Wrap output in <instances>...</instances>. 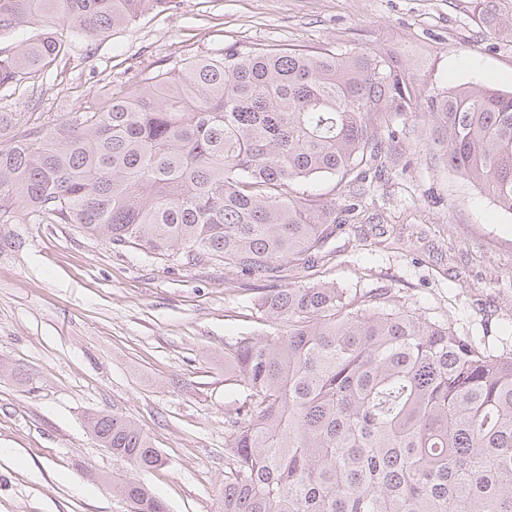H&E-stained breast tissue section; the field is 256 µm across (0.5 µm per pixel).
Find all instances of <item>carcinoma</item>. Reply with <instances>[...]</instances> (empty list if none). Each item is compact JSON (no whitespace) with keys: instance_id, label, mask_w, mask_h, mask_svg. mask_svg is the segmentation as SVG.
I'll list each match as a JSON object with an SVG mask.
<instances>
[{"instance_id":"cac0c4a2","label":"carcinoma","mask_w":512,"mask_h":512,"mask_svg":"<svg viewBox=\"0 0 512 512\" xmlns=\"http://www.w3.org/2000/svg\"><path fill=\"white\" fill-rule=\"evenodd\" d=\"M173 0H0V37L56 30L0 52V87ZM512 38L498 0H474ZM428 119L448 170L512 213V92L430 88L389 44L224 48L148 71L127 92L0 144V224H76L114 249L221 261L271 282L260 307L286 330L224 342L237 395L224 438L221 512H512V356L481 351L389 291L277 284L340 229L336 204L298 190L335 177L348 195L383 172L392 118ZM87 427L139 470L164 459L127 417ZM136 512H166L113 478Z\"/></svg>"}]
</instances>
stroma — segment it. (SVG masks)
I'll list each match as a JSON object with an SVG mask.
<instances>
[{
    "label": "stroma",
    "instance_id": "35a3bbf8",
    "mask_svg": "<svg viewBox=\"0 0 512 512\" xmlns=\"http://www.w3.org/2000/svg\"><path fill=\"white\" fill-rule=\"evenodd\" d=\"M409 46L428 86L512 91V41L486 32L471 0H176L107 38L69 37L64 69L0 88L17 129L62 120L144 72L232 44ZM398 146L365 184L314 268L284 265L281 285L319 278L388 288L479 348L512 354V214L439 159L430 125L394 119ZM265 281L217 263L182 265L115 250L74 224H0V512H128L112 479L132 475L169 512H220L224 343L276 336L257 305ZM119 412L164 465L130 470L89 433Z\"/></svg>",
    "mask_w": 512,
    "mask_h": 512
}]
</instances>
